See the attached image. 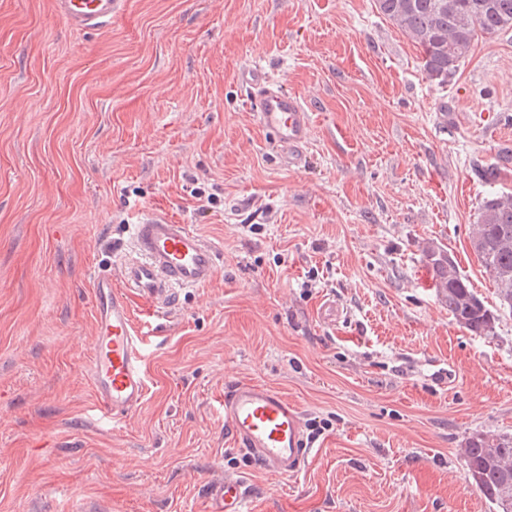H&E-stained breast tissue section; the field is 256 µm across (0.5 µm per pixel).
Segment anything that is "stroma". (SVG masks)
<instances>
[{"mask_svg": "<svg viewBox=\"0 0 512 512\" xmlns=\"http://www.w3.org/2000/svg\"><path fill=\"white\" fill-rule=\"evenodd\" d=\"M256 65L311 114L301 166L258 122ZM510 152L512 31L441 84L374 0H127L97 32L0 0V512H209L224 479L254 512H489L462 448L512 432V314L492 339L460 328L424 249L496 305L469 235L477 171L502 163L512 193ZM148 211L222 262L174 308L132 299L148 391L105 426L83 371L92 280ZM236 381L327 422L297 476L231 442Z\"/></svg>", "mask_w": 512, "mask_h": 512, "instance_id": "obj_1", "label": "stroma"}]
</instances>
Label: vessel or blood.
I'll return each mask as SVG.
<instances>
[{"label":"vessel or blood","instance_id":"vessel-or-blood-1","mask_svg":"<svg viewBox=\"0 0 512 512\" xmlns=\"http://www.w3.org/2000/svg\"><path fill=\"white\" fill-rule=\"evenodd\" d=\"M126 0H53L55 16L70 28L98 31L121 13ZM253 90L260 125L289 160L307 142L311 116L300 99L282 90L262 69L243 76ZM218 248L189 225L166 214L144 213L134 226L133 250L120 263V282L93 280L96 335L85 365L101 416L116 422L135 412L147 393L145 347L135 328L131 296L156 307L171 306L180 288L211 284L218 274ZM233 444L263 468L298 474L312 449L300 407L276 389L251 381L236 383L222 400ZM211 512H251L243 484L227 480L211 492Z\"/></svg>","mask_w":512,"mask_h":512}]
</instances>
